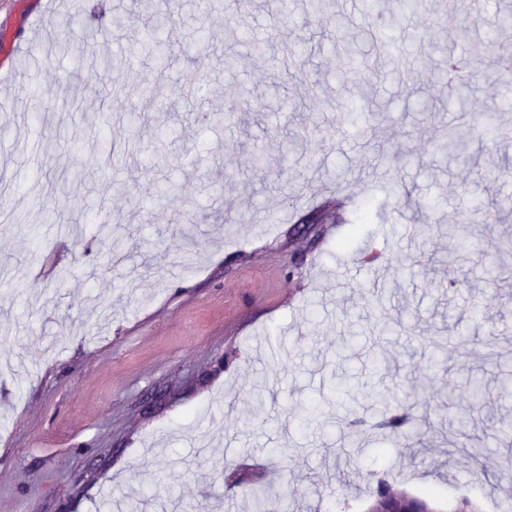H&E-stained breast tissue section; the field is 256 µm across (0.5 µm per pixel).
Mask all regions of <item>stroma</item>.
Returning a JSON list of instances; mask_svg holds the SVG:
<instances>
[{"label": "stroma", "instance_id": "obj_1", "mask_svg": "<svg viewBox=\"0 0 512 512\" xmlns=\"http://www.w3.org/2000/svg\"><path fill=\"white\" fill-rule=\"evenodd\" d=\"M71 0H0V19L18 41L56 39L61 49L20 67L0 59V222L27 213L32 239L0 232V512H111L143 499L163 512L172 493L206 498L210 512H252L245 475H264L268 497L291 512H365L368 473L391 471L393 486L451 512L461 492L483 506L512 497L498 463L512 458V213L474 224L475 250L428 224L418 205L445 200L444 216L473 202L512 203V179L487 176L512 165V138L477 133L472 157L444 164L439 131L455 118L438 79L440 55L418 32L447 15L448 46L472 55L473 109L502 108L500 74L512 52L491 55L487 35L512 0H426L393 31L399 63L373 45L361 0H329L324 20L308 0H85L74 42L58 30ZM173 11L175 33L209 31L204 52L179 42L166 68L141 50L144 24ZM126 19L117 38L138 54L132 69L104 74L94 63L101 34ZM268 34L264 51L237 49L225 69L227 30ZM308 60L288 83V110H249L271 99L298 35ZM149 83L170 92L172 109L112 121L106 140L89 134L110 85ZM62 109L64 128L34 129L30 90ZM225 90L231 119H211L212 93ZM375 111L369 135L348 125L351 106ZM512 127V107L502 108ZM169 124L168 140L158 138ZM58 143L37 161L34 132ZM168 166L147 163L157 148ZM263 169L251 166L254 156ZM177 197L157 201L158 184ZM340 223L305 232L299 217L334 204ZM49 208L67 232L39 224ZM124 235L130 258L110 266L101 231ZM378 253L366 264L364 252ZM461 285L447 290L449 279ZM480 315H473L474 306ZM400 318L391 334L381 312ZM448 342L432 370L431 336ZM381 355L386 369L374 371ZM481 379L479 398L465 386ZM404 405L435 425L417 456L378 430ZM467 436L453 450L448 422Z\"/></svg>", "mask_w": 512, "mask_h": 512}]
</instances>
